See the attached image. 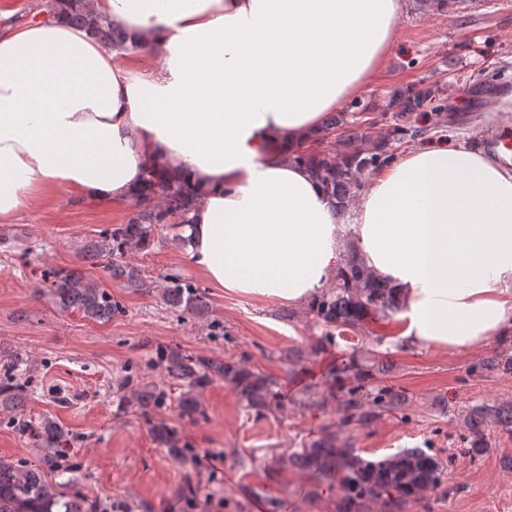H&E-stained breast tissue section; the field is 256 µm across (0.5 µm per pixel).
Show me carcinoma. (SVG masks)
<instances>
[{
  "instance_id": "carcinoma-1",
  "label": "carcinoma",
  "mask_w": 512,
  "mask_h": 512,
  "mask_svg": "<svg viewBox=\"0 0 512 512\" xmlns=\"http://www.w3.org/2000/svg\"><path fill=\"white\" fill-rule=\"evenodd\" d=\"M44 12L50 17L62 15L74 26H89L82 0H47ZM350 107L353 111L330 117L317 139L323 141L337 131L343 143L361 141L365 148L328 155L302 147L288 156L291 163L310 171L321 183L332 206L343 213L359 194L365 175L391 162L393 145L428 132L427 127L417 124L418 118L433 115L436 128L446 110L435 89L403 87L393 93L389 102L392 115L387 134L373 140L372 125L363 124L360 118L368 106L354 101ZM195 196L191 184L171 183L157 166H149L144 192L136 201L133 215L127 223L106 231L102 239L88 243L84 248L85 259L96 264L100 258L109 257L107 269L113 279L134 290L146 287L137 268L126 260L128 249L149 245L160 226L174 230V240L186 245L183 230L190 223ZM44 279L49 282L51 295L63 312L77 311L85 318L106 322L119 311V304L112 300L111 293L79 273L54 269L45 272ZM163 293L172 306L184 311L199 313L207 308L202 293L179 278L168 281ZM308 310L326 327L320 341L330 343L333 331L357 332L368 319L393 314L397 305L392 289L350 249L339 265L334 285L313 297ZM505 357L512 365V338L509 336L474 371L494 369ZM159 363L166 376L181 387L176 398L177 408L182 417L190 420L203 414L200 391L216 381L229 385L246 407L257 413L266 410L276 397L273 379L240 362L165 349L159 353ZM378 370L377 366L363 368L353 356L330 368L328 378L342 394V424L367 426L378 412L396 410L406 401L402 390L380 381L376 375ZM29 388L27 379L14 374L8 366L4 368V377L0 379V409L15 412L13 423L38 438L42 454L34 464L0 457V512H101L96 503L81 495H68L67 484L56 481L80 467L73 461L74 437L50 417L40 419L34 427L20 414ZM170 399L171 390L163 385L136 388L127 397L148 425L150 434L167 448L169 455L175 459L185 458L196 468L200 459L188 454L177 429L156 420L158 411ZM467 423L466 452L475 459L488 448V428L512 434V404L474 407L467 414ZM288 465L306 473L320 485L330 489L339 487L343 492V512H361L372 500L382 503L383 512H403L408 502L440 485L446 473L443 461L421 448H407L380 460H367L330 427L288 455Z\"/></svg>"
}]
</instances>
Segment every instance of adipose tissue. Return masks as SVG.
<instances>
[{
	"instance_id": "obj_1",
	"label": "adipose tissue",
	"mask_w": 512,
	"mask_h": 512,
	"mask_svg": "<svg viewBox=\"0 0 512 512\" xmlns=\"http://www.w3.org/2000/svg\"><path fill=\"white\" fill-rule=\"evenodd\" d=\"M402 0H84L113 49L65 18L0 35V217L42 192L122 204L150 164L198 197L187 261L213 287L308 301L346 247L393 288L399 342L461 351L512 334V172L419 146L341 215L289 152L360 94ZM149 54L136 72L123 57Z\"/></svg>"
}]
</instances>
